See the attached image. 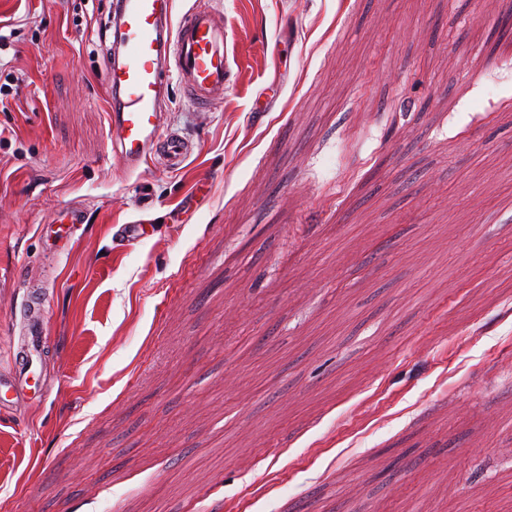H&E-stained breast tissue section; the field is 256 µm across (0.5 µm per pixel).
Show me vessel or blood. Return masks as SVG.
Listing matches in <instances>:
<instances>
[{
	"label": "vessel or blood",
	"instance_id": "obj_1",
	"mask_svg": "<svg viewBox=\"0 0 512 512\" xmlns=\"http://www.w3.org/2000/svg\"><path fill=\"white\" fill-rule=\"evenodd\" d=\"M113 59L103 76L112 97L109 114L113 150L127 171L157 163L182 169L192 144L168 129L162 105L170 83L187 90L191 102L215 107L224 101L227 44L222 16L195 4L174 15L173 0H113ZM56 235L71 242L83 223L81 210L63 208ZM47 320L37 316L20 353V376H0V408L14 406L45 349Z\"/></svg>",
	"mask_w": 512,
	"mask_h": 512
}]
</instances>
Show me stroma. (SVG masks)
<instances>
[{"instance_id":"obj_1","label":"stroma","mask_w":512,"mask_h":512,"mask_svg":"<svg viewBox=\"0 0 512 512\" xmlns=\"http://www.w3.org/2000/svg\"><path fill=\"white\" fill-rule=\"evenodd\" d=\"M21 6L0 372L30 288L51 343L45 392L0 411V512H512V8L206 0L224 104L171 87L195 152L130 174L112 0ZM57 223L60 225L57 227L55 234L60 240H64L62 251L68 252L70 242H72L73 231L71 230L77 227L78 224H84L83 212L77 207L67 206L59 212Z\"/></svg>"}]
</instances>
